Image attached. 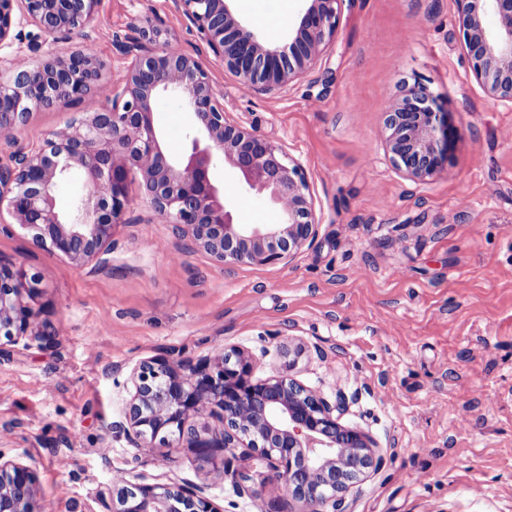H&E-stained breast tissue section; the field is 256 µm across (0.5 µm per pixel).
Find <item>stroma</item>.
<instances>
[{
  "label": "stroma",
  "mask_w": 512,
  "mask_h": 512,
  "mask_svg": "<svg viewBox=\"0 0 512 512\" xmlns=\"http://www.w3.org/2000/svg\"><path fill=\"white\" fill-rule=\"evenodd\" d=\"M270 46L283 45L301 0H232ZM181 51L205 46L177 0H98L92 47L102 82L130 63L117 41L144 23ZM210 80L229 117L298 159L316 202L317 235L292 262L224 267L171 235L128 181L130 205L104 262L73 266L35 246L0 212V260L38 281L28 302L45 342L0 356V452L36 465L44 512H104L114 474L132 482L203 480L224 512H273L283 486L239 454L257 497L182 448L166 461L112 430L141 360L199 357L237 345L259 354L257 377L281 368L280 344L306 351L298 379L344 397L346 423L372 434L384 463L348 497L350 512H512V106L486 95L465 53L454 0H342L335 40L304 79L244 92L214 61ZM422 83L444 94L461 137L426 184L401 178L384 153L388 104ZM81 106L34 113L10 143L36 150ZM171 152L189 146L172 96L156 104ZM244 224H274L277 208L238 185Z\"/></svg>",
  "instance_id": "1"
}]
</instances>
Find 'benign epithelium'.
<instances>
[{
	"mask_svg": "<svg viewBox=\"0 0 512 512\" xmlns=\"http://www.w3.org/2000/svg\"><path fill=\"white\" fill-rule=\"evenodd\" d=\"M199 39L246 91L272 90L307 76L336 36L342 0H304L298 24L288 25L289 45L263 44L241 24L226 0H177ZM97 0H0V48L11 45L14 11L55 40L93 27ZM469 65L493 99L512 103V0H455ZM492 12L495 32L483 25ZM131 57L120 91L101 84L102 63L91 45L34 63L26 55L0 56V138L39 110L83 101V116L53 131L36 152L11 155L0 165V203L33 242L82 266L112 252L113 227L129 207L127 181L137 173L141 195L173 236L222 265H266L293 259L317 234L315 200L301 163L254 128L229 119L200 59L173 54L148 25L141 38L119 42ZM175 93L190 115V153L174 157L157 122L159 97ZM441 94L407 86L385 117V155L401 177L435 179L454 149L458 128L441 111ZM249 189L266 195L280 212L277 224H241L213 175L217 162ZM78 171L87 188L76 211L55 208L58 184ZM36 281L0 260V335L10 345L49 338L39 312L24 302ZM301 349L283 347L282 368L254 376L253 354L224 347L197 360L159 355L129 376L132 389L112 430L128 445L164 459L188 445L199 458L228 474V456L240 448L265 462L266 478L286 497L277 512H349L348 494L384 462L369 433L342 421L345 405L331 401L292 371ZM205 413L220 426L199 437L194 422ZM35 469L0 453V512H42ZM105 512H223L208 486L182 479L132 484L118 473L100 491Z\"/></svg>",
	"mask_w": 512,
	"mask_h": 512,
	"instance_id": "obj_1",
	"label": "benign epithelium"
}]
</instances>
